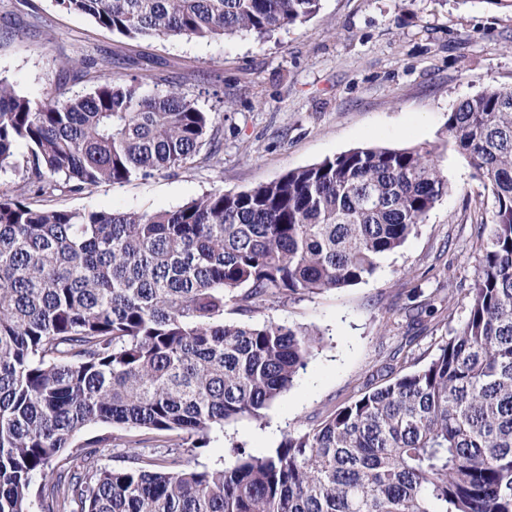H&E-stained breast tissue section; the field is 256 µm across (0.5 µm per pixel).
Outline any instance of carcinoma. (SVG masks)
Instances as JSON below:
<instances>
[{"instance_id": "cac0c4a2", "label": "carcinoma", "mask_w": 512, "mask_h": 512, "mask_svg": "<svg viewBox=\"0 0 512 512\" xmlns=\"http://www.w3.org/2000/svg\"><path fill=\"white\" fill-rule=\"evenodd\" d=\"M320 0H55L116 34L259 38ZM103 78L33 100L0 78V512H512V87L448 113V139L491 191L494 219L467 319L422 367L274 451L223 469L102 467L92 424L176 432L202 448L258 418L317 334L224 322L275 298L357 285L448 192L421 148L365 146L240 192L144 212L37 206L174 171L214 115L171 82ZM27 152L18 153L19 147Z\"/></svg>"}]
</instances>
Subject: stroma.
I'll list each match as a JSON object with an SVG mask.
<instances>
[{
    "instance_id": "obj_1",
    "label": "stroma",
    "mask_w": 512,
    "mask_h": 512,
    "mask_svg": "<svg viewBox=\"0 0 512 512\" xmlns=\"http://www.w3.org/2000/svg\"><path fill=\"white\" fill-rule=\"evenodd\" d=\"M112 59L113 77L142 74L148 88L175 81L216 113L214 142L182 169L61 194L53 206L143 213L172 209L212 189L237 192L361 146L433 151L448 192L398 251L365 282L253 313L318 329L319 343L293 387L261 418L226 424L204 448L181 452L184 468L228 467L237 449L264 455L286 434L320 425L371 388L427 363L468 315L469 291L490 192L448 143L447 120L465 98L512 87V9L492 0H321L306 22L266 38L238 32L211 40L125 38L53 0H0V76L32 99L87 92ZM89 64L82 79L65 66ZM445 303L411 321L407 309ZM165 439L123 432L99 462L166 455Z\"/></svg>"
}]
</instances>
